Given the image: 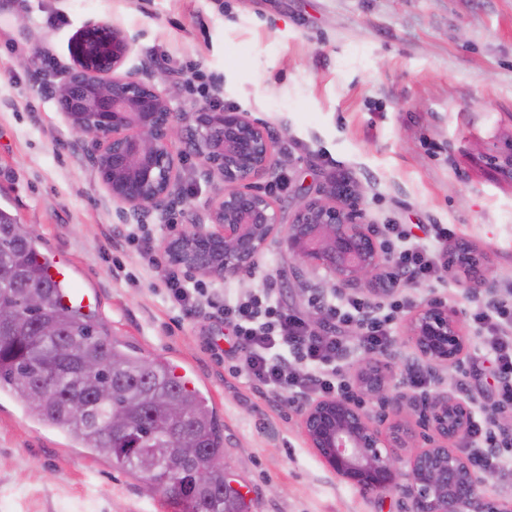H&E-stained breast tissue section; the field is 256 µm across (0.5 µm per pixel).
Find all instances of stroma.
<instances>
[{"instance_id": "obj_1", "label": "stroma", "mask_w": 512, "mask_h": 512, "mask_svg": "<svg viewBox=\"0 0 512 512\" xmlns=\"http://www.w3.org/2000/svg\"><path fill=\"white\" fill-rule=\"evenodd\" d=\"M106 21L134 38L124 68L144 64L180 88L177 112L201 107L250 113L289 158L257 182L289 225L300 197L363 185L364 223L446 224L463 233L497 285L512 283V179L493 163L512 141V0H0V209L30 226L41 246L90 297L110 335L173 363L224 423L225 470L250 512H403L397 493H371L336 475L306 440L298 405L211 358L217 317L186 315L161 294L165 268L145 273L136 246L114 227L134 219L103 189L90 146L56 109L53 90L72 66V44ZM36 58L33 68L23 67ZM181 201L141 217L147 246L205 220L224 190L186 158ZM314 275L272 240L247 276L224 287L260 292L309 312ZM455 269L412 287L439 298L460 321L482 292ZM407 312L394 313L386 360L394 391L421 368L404 346ZM469 346L451 379H468L474 415L496 393L490 357ZM0 512H174L140 478L46 427L18 398L0 396Z\"/></svg>"}]
</instances>
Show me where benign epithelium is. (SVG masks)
<instances>
[{
  "instance_id": "obj_1",
  "label": "benign epithelium",
  "mask_w": 512,
  "mask_h": 512,
  "mask_svg": "<svg viewBox=\"0 0 512 512\" xmlns=\"http://www.w3.org/2000/svg\"><path fill=\"white\" fill-rule=\"evenodd\" d=\"M133 41L107 22L80 36L74 67L55 88L58 111L72 131L93 146L100 182L112 200L133 215L168 213L181 178L185 144L218 176L224 192L210 210L211 226L174 231L163 249L173 264L200 275L236 278L247 272L277 235L297 265L316 273V287L336 293L369 289L387 293L391 252L359 221L362 188L329 199H306L281 231L274 201L254 188L264 173L285 165L266 128L235 109L180 114L171 102L175 84L158 89L154 76L122 71ZM404 342L431 367L449 371L464 356L468 337L443 301L425 300L410 316ZM356 385L384 412L374 418L346 398H322L301 408L303 432L337 476L363 490L400 491L407 512H479V475L455 446L468 435L467 400L437 391L410 397L392 391L386 367L365 358Z\"/></svg>"
}]
</instances>
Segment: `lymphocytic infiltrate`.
Here are the masks:
<instances>
[{
  "label": "lymphocytic infiltrate",
  "mask_w": 512,
  "mask_h": 512,
  "mask_svg": "<svg viewBox=\"0 0 512 512\" xmlns=\"http://www.w3.org/2000/svg\"><path fill=\"white\" fill-rule=\"evenodd\" d=\"M386 231L398 242L399 265L413 281L436 278L449 256L443 243L457 236L444 224L432 225L421 237L401 224L387 225ZM164 284L172 306L190 314L205 309L232 325L240 373L293 404L344 392L340 361L349 337L369 353H385L391 344L389 316L377 315L375 304L363 297H311V305L325 308L331 321L343 327L339 335L317 331L300 313L281 306L271 287L235 296L191 282L175 267L168 269ZM469 320L494 357L498 388L492 414L474 421L463 451L474 468L512 471V453L504 451L512 438L491 429L494 415L512 412V287L477 302Z\"/></svg>",
  "instance_id": "lymphocytic-infiltrate-1"
}]
</instances>
